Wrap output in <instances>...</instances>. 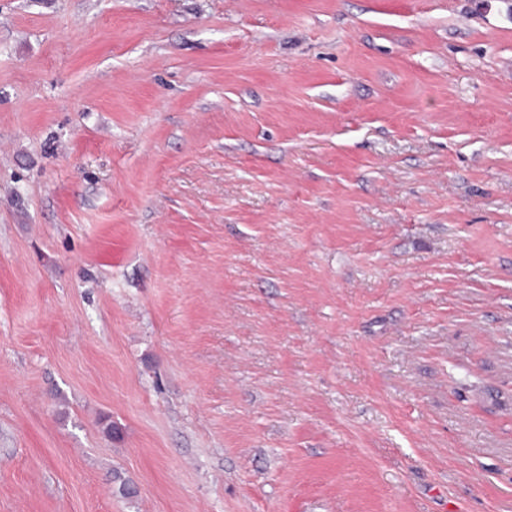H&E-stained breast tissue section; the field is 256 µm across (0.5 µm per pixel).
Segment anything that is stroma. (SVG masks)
<instances>
[{
  "label": "stroma",
  "instance_id": "35a3bbf8",
  "mask_svg": "<svg viewBox=\"0 0 512 512\" xmlns=\"http://www.w3.org/2000/svg\"><path fill=\"white\" fill-rule=\"evenodd\" d=\"M0 512H512V0H0Z\"/></svg>",
  "mask_w": 512,
  "mask_h": 512
}]
</instances>
